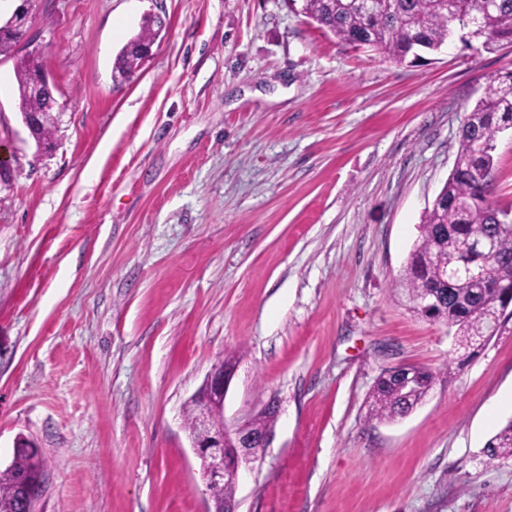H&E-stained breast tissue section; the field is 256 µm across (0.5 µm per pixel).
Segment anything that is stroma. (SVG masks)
Here are the masks:
<instances>
[{
	"label": "stroma",
	"instance_id": "1",
	"mask_svg": "<svg viewBox=\"0 0 512 512\" xmlns=\"http://www.w3.org/2000/svg\"><path fill=\"white\" fill-rule=\"evenodd\" d=\"M61 117L38 148L0 57V467L24 437L40 512H208L182 410L232 358L224 421L276 401L236 512H512V318L472 351L396 288L460 129L512 45L414 65L290 0H36ZM166 30L129 77L144 15ZM493 206L512 207V133ZM437 373L406 417L381 373ZM158 20L154 16L143 19L139 31L124 45L113 63V73L125 78L140 65L144 56L142 50L156 38ZM413 390L407 393L398 379L383 375L376 381L369 404V416L372 418L394 421L410 414L433 389L436 374L425 367L411 366ZM485 448L490 458L512 457V420L488 440Z\"/></svg>",
	"mask_w": 512,
	"mask_h": 512
}]
</instances>
